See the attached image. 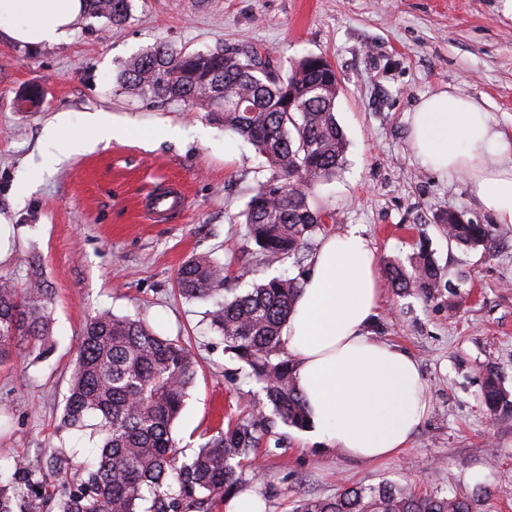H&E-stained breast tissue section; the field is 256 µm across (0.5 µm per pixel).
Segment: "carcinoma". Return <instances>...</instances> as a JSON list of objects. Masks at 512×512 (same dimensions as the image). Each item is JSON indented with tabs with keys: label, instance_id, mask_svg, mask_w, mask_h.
Returning a JSON list of instances; mask_svg holds the SVG:
<instances>
[{
	"label": "carcinoma",
	"instance_id": "obj_1",
	"mask_svg": "<svg viewBox=\"0 0 512 512\" xmlns=\"http://www.w3.org/2000/svg\"><path fill=\"white\" fill-rule=\"evenodd\" d=\"M92 16L113 25L130 16L132 0H88ZM272 52L244 46L220 51H183L160 44L131 57L119 74L125 89L161 102H183L212 112L224 129L251 143L266 159L270 176L242 211L256 255L269 264L301 266L311 241L335 213L314 204L315 188L336 178L347 140L336 118L339 78L323 56H306L282 76ZM241 101L244 106L224 104ZM448 242L486 247L484 224L450 212ZM386 286L395 294L435 297L442 270L424 245L409 264L389 260ZM178 288L189 300H213L211 325L224 348L246 363L264 394L256 412L272 408L283 424L306 427L305 404L294 363L283 351L281 328L303 284V275L282 274L252 282L237 293L227 287L224 264L207 256L187 260ZM53 289L40 265L31 263L26 286L0 276V363L23 351L48 357L53 349ZM197 375L193 351L159 335L145 321L111 313L87 321L77 367L65 398L60 427L90 429L99 436L96 457L74 466L72 457L42 449L32 460L1 454L0 512H211L213 499L242 483L236 459L258 445L253 424L227 423L187 457L173 424ZM482 400L495 415L512 409L496 371L486 372ZM292 512H477V504L448 496H417L390 483L351 487L334 497L305 498Z\"/></svg>",
	"mask_w": 512,
	"mask_h": 512
}]
</instances>
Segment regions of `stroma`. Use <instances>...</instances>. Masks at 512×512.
<instances>
[{"mask_svg":"<svg viewBox=\"0 0 512 512\" xmlns=\"http://www.w3.org/2000/svg\"><path fill=\"white\" fill-rule=\"evenodd\" d=\"M505 0H133L131 17L105 26L82 16L68 42L24 45L0 33V276L24 285L41 264L55 294L54 349L0 364V448L23 455L56 446L84 462L95 442L58 425L82 329L109 311L144 320L192 347L198 378L174 424L180 448L204 443L228 419H254L261 398L247 366L205 315L207 302L181 296L176 277L191 257L223 262L229 287L248 288L244 269L296 275L291 263L258 265L240 214L270 172L244 139L209 112L128 95L117 82L125 60L157 43L190 51L254 44L271 48L287 72L308 55L327 57L341 78L336 117L346 163L316 192L334 211L327 234L361 225L379 260L408 259L428 240L451 282L427 299L385 290L368 330L420 364L432 407L404 452L370 465L350 459L280 420L257 421L261 438L246 486L267 512H291L303 497L392 483L420 495L477 501L479 512H512V412L489 414L481 399L488 369L512 394V224L484 211L461 176L422 167L408 144L407 112L450 86L483 100L512 132V13ZM39 86V111L21 112L19 93ZM102 114L135 133L63 157L74 134L92 135ZM178 184L183 213L147 216L144 195ZM487 225L490 250L450 244L444 212ZM255 420V419H254Z\"/></svg>","mask_w":512,"mask_h":512,"instance_id":"obj_1","label":"stroma"}]
</instances>
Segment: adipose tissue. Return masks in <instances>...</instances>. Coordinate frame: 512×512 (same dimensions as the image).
<instances>
[{
	"label": "adipose tissue",
	"mask_w": 512,
	"mask_h": 512,
	"mask_svg": "<svg viewBox=\"0 0 512 512\" xmlns=\"http://www.w3.org/2000/svg\"><path fill=\"white\" fill-rule=\"evenodd\" d=\"M85 10L84 0H0V32L30 45L63 43ZM406 121L420 165L465 176L482 207L512 224V137L481 100L444 88ZM377 265L359 225L326 236L282 329L315 438L369 463L406 449L430 407L413 357L366 332L380 302Z\"/></svg>",
	"instance_id": "ef3b65f1"
}]
</instances>
